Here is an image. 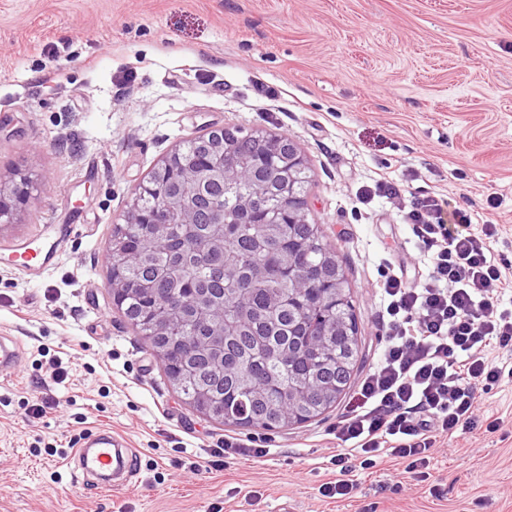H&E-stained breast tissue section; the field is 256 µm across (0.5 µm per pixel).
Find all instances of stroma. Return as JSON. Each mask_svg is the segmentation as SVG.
Returning a JSON list of instances; mask_svg holds the SVG:
<instances>
[{
	"instance_id": "obj_1",
	"label": "stroma",
	"mask_w": 512,
	"mask_h": 512,
	"mask_svg": "<svg viewBox=\"0 0 512 512\" xmlns=\"http://www.w3.org/2000/svg\"><path fill=\"white\" fill-rule=\"evenodd\" d=\"M225 127L287 136L307 160L306 217L357 321L352 385L382 353L380 271L428 277L411 194L496 225L493 252L512 262V0H0V175L35 182L0 244L77 226L39 281L0 261V335L22 348L0 373V512H512V380L485 394L479 429L435 450L425 482L396 488L385 463L350 501L321 493L344 402L266 431L176 392L112 303L108 246L132 189ZM387 168L409 196L369 195ZM43 398L53 409L29 417ZM99 426L138 457L127 485L72 477L75 440ZM228 437L268 454L203 467Z\"/></svg>"
}]
</instances>
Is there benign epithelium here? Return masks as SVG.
<instances>
[{
	"label": "benign epithelium",
	"mask_w": 512,
	"mask_h": 512,
	"mask_svg": "<svg viewBox=\"0 0 512 512\" xmlns=\"http://www.w3.org/2000/svg\"><path fill=\"white\" fill-rule=\"evenodd\" d=\"M231 129L211 132L197 138L203 163L176 150L165 157L148 181L140 184L128 211L126 224L135 226L147 224L152 234L144 240L150 246L164 240L167 233L174 231L176 224H205L204 233L211 245L218 246L224 240V203L212 198L214 186L222 187L253 177L251 166L236 151L229 139ZM254 139L260 148L276 159V174L281 177L282 190L288 200V223L300 224L305 215L306 202L297 191L294 174L306 166L304 155L286 136L257 134ZM32 200V179L28 172L16 169L8 179L0 178V223H13L15 215L30 206ZM263 209V195L258 192L240 201L239 218L260 220ZM126 256L122 247H111L108 253L109 279L107 288L113 304L121 307L126 295H151L153 289L143 284L129 287L121 258ZM195 303L202 317L210 321V334L199 337L183 356L184 373L191 374L192 365L199 357H205L216 366L224 365V298H217L208 288H200ZM192 321L184 318L173 323L162 316L155 321L152 335L174 336Z\"/></svg>",
	"instance_id": "obj_1"
}]
</instances>
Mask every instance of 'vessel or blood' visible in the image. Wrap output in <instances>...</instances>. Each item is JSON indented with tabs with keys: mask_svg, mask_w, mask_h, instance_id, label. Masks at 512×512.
Instances as JSON below:
<instances>
[{
	"mask_svg": "<svg viewBox=\"0 0 512 512\" xmlns=\"http://www.w3.org/2000/svg\"><path fill=\"white\" fill-rule=\"evenodd\" d=\"M75 230L71 224H47L37 237L26 238L8 252L14 268L22 270L32 280L57 265L59 246ZM20 361L17 343L10 337L0 336V372L16 369ZM75 464L83 476L106 480L113 475L133 472V458L123 438L112 431L98 429L85 435L76 451Z\"/></svg>",
	"mask_w": 512,
	"mask_h": 512,
	"instance_id": "vessel-or-blood-1",
	"label": "vessel or blood"
}]
</instances>
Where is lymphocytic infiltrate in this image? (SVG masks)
I'll use <instances>...</instances> for the list:
<instances>
[{"label": "lymphocytic infiltrate", "instance_id": "1", "mask_svg": "<svg viewBox=\"0 0 512 512\" xmlns=\"http://www.w3.org/2000/svg\"><path fill=\"white\" fill-rule=\"evenodd\" d=\"M408 218L431 271L420 286L381 275L385 345L336 426V476L322 486L329 498H353L354 472L386 458L425 481L438 438L476 429L484 394L505 376L486 357L491 349L512 350V309L502 304L512 283L492 256L495 225L471 231L460 211L445 223L440 198L430 194Z\"/></svg>", "mask_w": 512, "mask_h": 512}]
</instances>
